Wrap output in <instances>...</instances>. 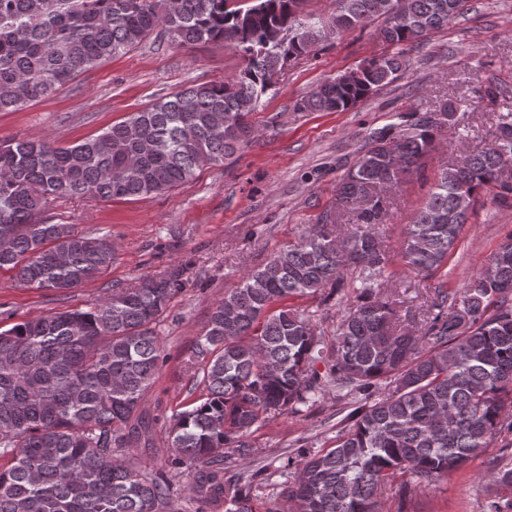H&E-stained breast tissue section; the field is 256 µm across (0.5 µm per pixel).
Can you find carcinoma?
Returning <instances> with one entry per match:
<instances>
[{
  "label": "carcinoma",
  "instance_id": "carcinoma-1",
  "mask_svg": "<svg viewBox=\"0 0 512 512\" xmlns=\"http://www.w3.org/2000/svg\"><path fill=\"white\" fill-rule=\"evenodd\" d=\"M228 2L0 0V112L49 97L154 34L186 49L221 41L245 57L234 79L187 86L75 144L0 139V271L59 292L97 278L116 259L112 237L45 221L51 199H145L224 163L251 138L249 116L288 61L381 18L392 51L298 104L345 112L403 77L413 45L463 14L468 0H336L330 22L303 12L305 0H251L245 9ZM454 116L447 101L372 132L336 187V213H354L356 224L324 213L216 304L197 342L203 393L174 416L166 443L170 467L196 465L193 500L254 512L251 483H224V450L249 453L253 426L314 403L326 383L341 398L383 394L352 415L335 446L307 460L282 490L284 503L267 512H383L382 494L397 476L403 503L512 434V234L462 291L435 289L416 330L401 325L387 289V193L435 150ZM483 195L512 206L511 112L493 147L442 164L407 227L406 264L427 276L447 265ZM326 288L329 299L358 291L329 338L291 304ZM181 289L173 271L85 309L0 330V456H11L0 468V512H180L162 473L117 453L158 447L142 404L162 355L155 325ZM491 464L488 512H512V445Z\"/></svg>",
  "mask_w": 512,
  "mask_h": 512
}]
</instances>
